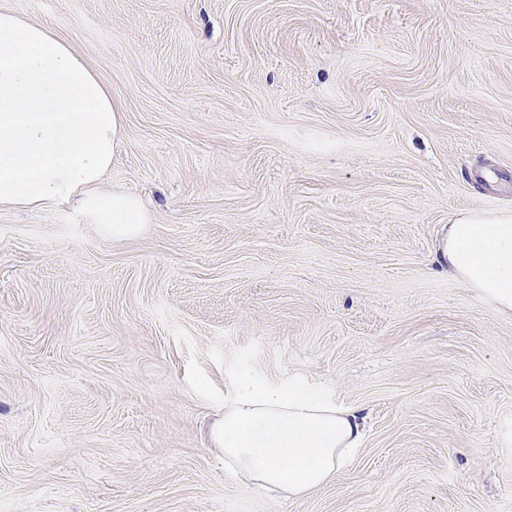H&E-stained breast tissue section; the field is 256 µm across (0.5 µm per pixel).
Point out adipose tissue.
<instances>
[{
  "instance_id": "ef3b65f1",
  "label": "adipose tissue",
  "mask_w": 512,
  "mask_h": 512,
  "mask_svg": "<svg viewBox=\"0 0 512 512\" xmlns=\"http://www.w3.org/2000/svg\"><path fill=\"white\" fill-rule=\"evenodd\" d=\"M123 114L71 45L43 23L0 10V206L75 204L113 237H133L140 199L102 192ZM449 272L512 310V214L465 215L449 225ZM210 437L247 486L301 498L332 484L355 458L364 418L354 406L241 373Z\"/></svg>"
}]
</instances>
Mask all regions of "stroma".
Instances as JSON below:
<instances>
[{
	"mask_svg": "<svg viewBox=\"0 0 512 512\" xmlns=\"http://www.w3.org/2000/svg\"><path fill=\"white\" fill-rule=\"evenodd\" d=\"M124 114L103 191L0 208V512H512V311L437 247L512 171V0H0ZM243 370L359 407L283 499L224 469Z\"/></svg>",
	"mask_w": 512,
	"mask_h": 512,
	"instance_id": "stroma-1",
	"label": "stroma"
}]
</instances>
